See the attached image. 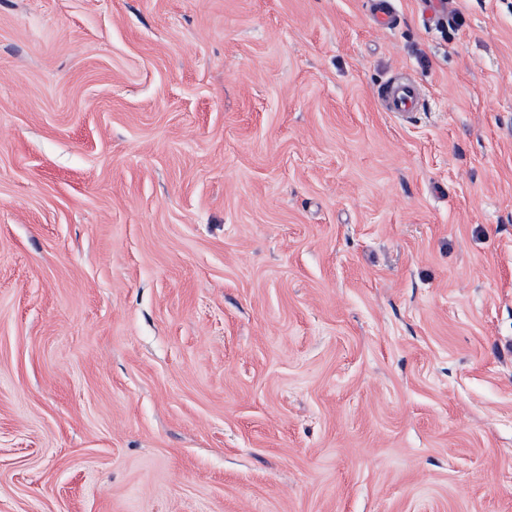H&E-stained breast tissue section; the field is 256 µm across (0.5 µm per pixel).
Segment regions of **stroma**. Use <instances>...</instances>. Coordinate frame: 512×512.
Returning a JSON list of instances; mask_svg holds the SVG:
<instances>
[{"mask_svg":"<svg viewBox=\"0 0 512 512\" xmlns=\"http://www.w3.org/2000/svg\"><path fill=\"white\" fill-rule=\"evenodd\" d=\"M446 2L0 0V512H512V0ZM377 95L384 109L397 115L418 112L423 105L420 85L405 74L389 81Z\"/></svg>","mask_w":512,"mask_h":512,"instance_id":"1","label":"stroma"}]
</instances>
